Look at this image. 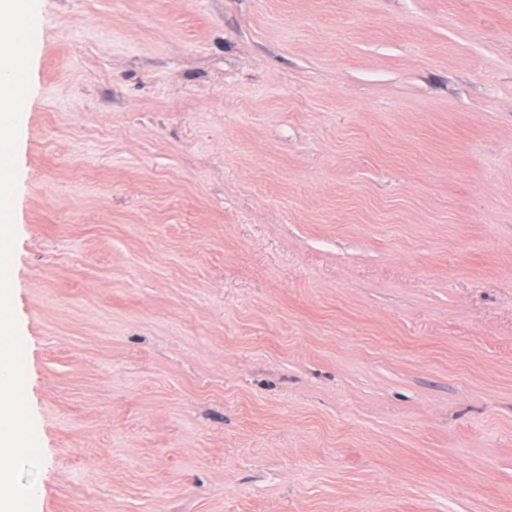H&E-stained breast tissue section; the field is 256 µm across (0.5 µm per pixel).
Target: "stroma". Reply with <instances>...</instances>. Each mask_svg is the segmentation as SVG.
Segmentation results:
<instances>
[{"label": "stroma", "mask_w": 512, "mask_h": 512, "mask_svg": "<svg viewBox=\"0 0 512 512\" xmlns=\"http://www.w3.org/2000/svg\"><path fill=\"white\" fill-rule=\"evenodd\" d=\"M36 14L38 512H512V0Z\"/></svg>", "instance_id": "1"}]
</instances>
